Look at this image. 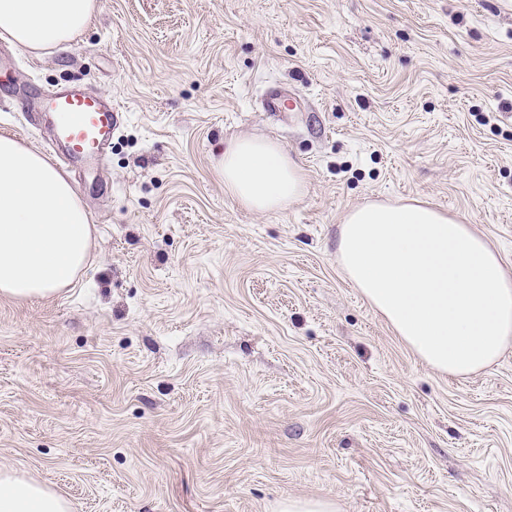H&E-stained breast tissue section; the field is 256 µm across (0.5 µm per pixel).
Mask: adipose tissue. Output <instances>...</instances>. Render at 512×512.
I'll return each mask as SVG.
<instances>
[{"label": "adipose tissue", "mask_w": 512, "mask_h": 512, "mask_svg": "<svg viewBox=\"0 0 512 512\" xmlns=\"http://www.w3.org/2000/svg\"><path fill=\"white\" fill-rule=\"evenodd\" d=\"M96 11L97 0H0V38L62 50ZM216 171L225 194L255 212L286 210L306 192L302 169L271 139H236ZM92 247L90 216L66 178L0 135V294L33 301L72 286ZM337 255L346 279L429 368L468 376L512 346V274L471 225L423 202L370 203L346 216ZM0 512H70V504L1 472Z\"/></svg>", "instance_id": "obj_1"}]
</instances>
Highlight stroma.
Returning a JSON list of instances; mask_svg holds the SVG:
<instances>
[{
	"label": "stroma",
	"mask_w": 512,
	"mask_h": 512,
	"mask_svg": "<svg viewBox=\"0 0 512 512\" xmlns=\"http://www.w3.org/2000/svg\"><path fill=\"white\" fill-rule=\"evenodd\" d=\"M0 52V132L36 151L30 83L126 114L69 177L83 276L0 296V469L73 512H512V347L432 371L336 255L351 210L420 200L512 273V0H98L68 50ZM241 137L278 141L303 198L227 197L214 162ZM281 512H334L335 504L331 500L288 499L280 509Z\"/></svg>",
	"instance_id": "stroma-1"
}]
</instances>
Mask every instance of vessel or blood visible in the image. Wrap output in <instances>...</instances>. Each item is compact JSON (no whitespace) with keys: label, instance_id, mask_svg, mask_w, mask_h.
I'll return each mask as SVG.
<instances>
[{"label":"vessel or blood","instance_id":"obj_1","mask_svg":"<svg viewBox=\"0 0 512 512\" xmlns=\"http://www.w3.org/2000/svg\"><path fill=\"white\" fill-rule=\"evenodd\" d=\"M34 106L51 115L53 135L47 146L67 166L104 160L125 120L110 98L80 86L41 87L32 97L19 100L22 111Z\"/></svg>","mask_w":512,"mask_h":512}]
</instances>
